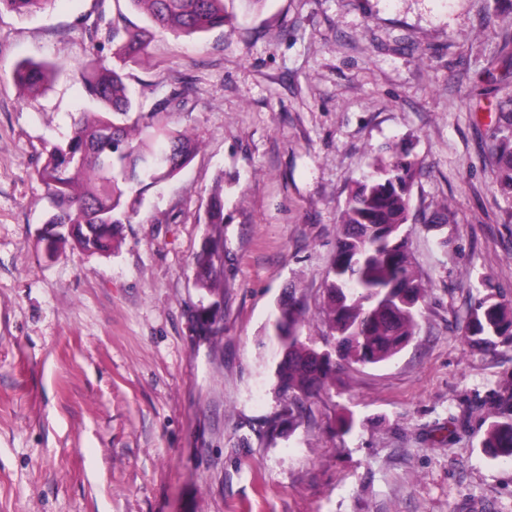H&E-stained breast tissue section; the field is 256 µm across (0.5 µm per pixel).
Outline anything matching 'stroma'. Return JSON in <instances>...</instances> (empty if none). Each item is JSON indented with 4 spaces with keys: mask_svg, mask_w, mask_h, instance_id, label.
<instances>
[{
    "mask_svg": "<svg viewBox=\"0 0 512 512\" xmlns=\"http://www.w3.org/2000/svg\"><path fill=\"white\" fill-rule=\"evenodd\" d=\"M233 24L156 34L129 72L144 104L188 88L199 143L148 188L111 254L47 255L34 170L86 101L74 67L113 0L0 13V512H512V464L481 446L512 392V343L464 336L484 283L512 302V198L489 145L512 91L497 0H227ZM496 13L487 25L488 13ZM23 60L63 70L29 96ZM418 162L411 262L427 295L390 361L350 366L275 424L267 326L296 287L316 318L355 181L385 147ZM224 183L221 333L198 329L190 271ZM355 428L343 433L347 419ZM277 432H270V425Z\"/></svg>",
    "mask_w": 512,
    "mask_h": 512,
    "instance_id": "1",
    "label": "stroma"
}]
</instances>
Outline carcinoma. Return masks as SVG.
Returning <instances> with one entry per match:
<instances>
[{
	"label": "carcinoma",
	"mask_w": 512,
	"mask_h": 512,
	"mask_svg": "<svg viewBox=\"0 0 512 512\" xmlns=\"http://www.w3.org/2000/svg\"><path fill=\"white\" fill-rule=\"evenodd\" d=\"M50 0H0V12L35 14ZM143 11L154 31L193 36L222 28L233 20L224 0H126ZM148 31L120 27L119 20L100 17L88 29L93 58L79 67L87 107L80 112L70 136L46 150L35 170L48 203L45 223L48 250L66 246L86 255H107L121 224L131 223L146 188L176 175L191 160L195 145L171 126L182 89L144 110L126 68L138 63L147 46ZM112 51L116 64L102 63ZM60 66L25 61L13 79L27 93L46 92ZM501 136L490 151L502 192L512 197V98L499 105ZM388 158L356 182L341 213L342 229L327 275L320 320L329 328L326 349L303 335L307 311L294 288L288 305L274 313L271 329L281 358L274 370V390L284 401L282 415L293 419L311 398L348 365H373L392 359L415 335L418 306L426 289L418 280L401 227L411 211L417 162L409 152L390 146ZM168 161L155 166L162 157ZM204 223L212 225L192 261L195 286L224 299V245L218 225L224 223L221 186L205 202ZM465 336L470 346L491 352L512 339V306L488 293L474 303ZM503 420L491 423L482 447L496 458L512 459V396L499 403Z\"/></svg>",
	"instance_id": "carcinoma-1"
}]
</instances>
